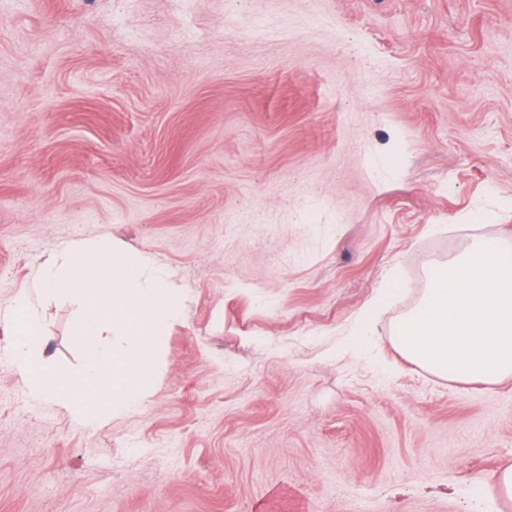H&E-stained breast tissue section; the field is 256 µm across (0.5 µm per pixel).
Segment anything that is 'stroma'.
<instances>
[{
  "instance_id": "35a3bbf8",
  "label": "stroma",
  "mask_w": 512,
  "mask_h": 512,
  "mask_svg": "<svg viewBox=\"0 0 512 512\" xmlns=\"http://www.w3.org/2000/svg\"><path fill=\"white\" fill-rule=\"evenodd\" d=\"M84 237L178 315L96 427L0 322V512H512V378L394 340L435 266L512 247V0H0V303ZM78 311L40 306L74 371Z\"/></svg>"
}]
</instances>
